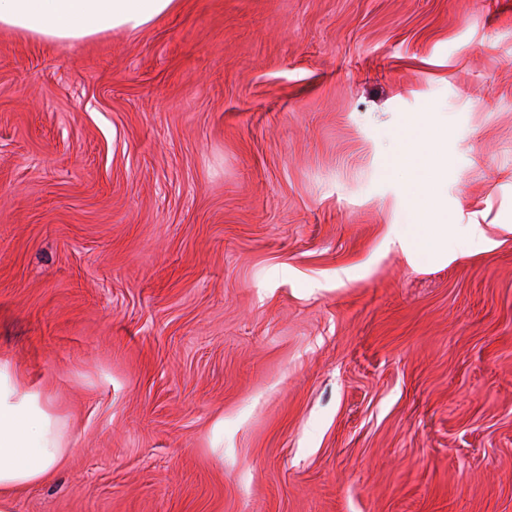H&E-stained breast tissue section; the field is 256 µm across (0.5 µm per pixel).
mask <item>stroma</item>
Here are the masks:
<instances>
[{
	"label": "stroma",
	"mask_w": 512,
	"mask_h": 512,
	"mask_svg": "<svg viewBox=\"0 0 512 512\" xmlns=\"http://www.w3.org/2000/svg\"><path fill=\"white\" fill-rule=\"evenodd\" d=\"M431 109L485 247L412 264ZM0 357L71 449L14 512H512V0L0 29Z\"/></svg>",
	"instance_id": "35a3bbf8"
}]
</instances>
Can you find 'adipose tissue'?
Here are the masks:
<instances>
[{
	"mask_svg": "<svg viewBox=\"0 0 512 512\" xmlns=\"http://www.w3.org/2000/svg\"><path fill=\"white\" fill-rule=\"evenodd\" d=\"M176 0H0V28L68 44L114 30H137L169 13ZM406 141L392 163L393 173L438 180L444 166L447 127L435 126L429 113L409 115ZM433 140L428 150L415 146L420 136ZM409 230L393 243L406 254L427 250L448 257V201L438 192L414 199ZM68 454L64 425L50 401L17 387L16 369L0 359V512H14V495L48 479Z\"/></svg>",
	"mask_w": 512,
	"mask_h": 512,
	"instance_id": "obj_1",
	"label": "adipose tissue"
}]
</instances>
